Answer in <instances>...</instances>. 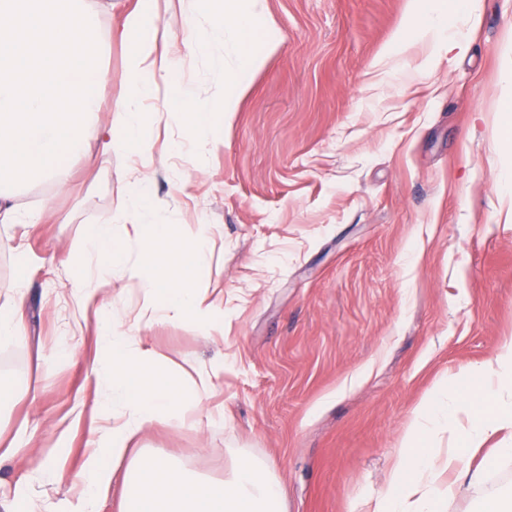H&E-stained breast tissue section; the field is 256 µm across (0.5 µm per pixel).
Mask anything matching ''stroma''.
Here are the masks:
<instances>
[{"label":"stroma","instance_id":"obj_1","mask_svg":"<svg viewBox=\"0 0 512 512\" xmlns=\"http://www.w3.org/2000/svg\"><path fill=\"white\" fill-rule=\"evenodd\" d=\"M410 0H263L274 49L216 129L204 172L168 152L179 130L162 118L152 190L170 224L213 225L203 291L236 311L224 335L160 323L132 350L153 349L185 370L225 364L209 400L223 410L202 428L156 425L138 450L212 479L237 455L270 462L286 512H364L382 491L405 427L442 382L466 388V367L493 359L512 336V0H480L452 16L464 51L428 66L413 45L387 63ZM99 121L125 90V55L105 56ZM211 111L224 75L201 55L180 71ZM66 192H20L59 224H1L0 296L15 255L30 258L23 335L0 341V436L33 435L30 461H0L9 512H58L80 488L86 442L112 402L97 382L102 327L136 313V284L112 278L117 306L71 294L91 224H117L141 167L120 153L67 160ZM493 435L474 464L483 484L459 482L448 512H475L512 492V458ZM50 468L35 476L31 462ZM28 487L14 499L16 484Z\"/></svg>","mask_w":512,"mask_h":512}]
</instances>
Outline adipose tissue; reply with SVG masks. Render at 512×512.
<instances>
[{"label": "adipose tissue", "instance_id": "adipose-tissue-1", "mask_svg": "<svg viewBox=\"0 0 512 512\" xmlns=\"http://www.w3.org/2000/svg\"><path fill=\"white\" fill-rule=\"evenodd\" d=\"M259 0H194L181 36L162 21L158 0H0V223L15 224L26 213L15 189L46 181L65 189L68 168L62 156L118 151L141 159L139 189L128 196L129 226L90 225L86 253L99 273L128 275L144 295L145 313L113 321L104 334L108 354L97 378L112 394V416L90 442L80 497L63 512H96L101 490L121 483L119 512H284L281 484L267 463L240 458L223 481L190 473L169 458L129 452V443L155 423L173 427L198 425L211 419L206 401L224 378L217 366L199 378L152 349L132 351L134 335L166 320L195 324L205 335L224 333V302L201 295L198 282L213 227L187 229L167 224L149 193V166L157 124L146 103L163 95L166 109L185 134L174 150L189 149L194 165L218 120L230 118L237 93L249 83L259 64L254 44L267 27ZM103 13L118 16L101 29ZM210 20L206 38L196 35L197 18ZM126 48L127 90L112 105L106 125L92 124L97 102L87 94L89 79L105 82L103 49L112 38ZM430 48L455 49L460 39L448 24V0H411V8L393 50L402 54L410 41ZM203 54L219 71H231L234 89L225 93L220 113H213L184 88L177 73L184 58ZM143 249L136 264L126 258L129 238ZM27 282V258L19 256L15 289L0 299V341L22 335V288ZM478 392L492 406L441 386L422 399L407 426L384 491L372 499L371 512H447L456 491L448 475L460 472L471 484L485 480L484 467L464 461L491 435L512 432V337L488 363L469 370ZM450 434L451 448L435 445Z\"/></svg>", "mask_w": 512, "mask_h": 512}]
</instances>
